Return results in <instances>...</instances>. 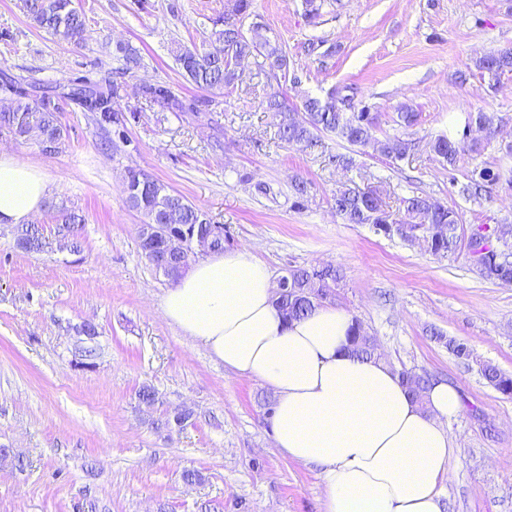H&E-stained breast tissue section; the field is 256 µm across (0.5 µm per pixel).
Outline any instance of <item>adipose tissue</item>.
<instances>
[{"instance_id":"1","label":"adipose tissue","mask_w":512,"mask_h":512,"mask_svg":"<svg viewBox=\"0 0 512 512\" xmlns=\"http://www.w3.org/2000/svg\"><path fill=\"white\" fill-rule=\"evenodd\" d=\"M50 191L34 167L0 153V224L27 222ZM161 311L225 368L274 392V445L318 467L324 512H443L456 453L445 423L463 409L456 386L432 385L418 406L388 363L348 353L346 310L323 305L286 321L266 265L243 249L195 263Z\"/></svg>"}]
</instances>
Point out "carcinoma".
Masks as SVG:
<instances>
[{"instance_id":"1","label":"carcinoma","mask_w":512,"mask_h":512,"mask_svg":"<svg viewBox=\"0 0 512 512\" xmlns=\"http://www.w3.org/2000/svg\"><path fill=\"white\" fill-rule=\"evenodd\" d=\"M251 6V0H230L224 7V17L213 22V28L203 47L189 48L176 45L173 57L181 74L195 86L206 90H222L242 80L243 71L236 59L254 57L260 70L271 73H288V51L278 41L271 40L260 26L244 32L242 21ZM23 8L34 26L54 37L76 44L86 41V19L73 0H24ZM113 55L120 66L112 69V83L81 80L67 85L58 84L55 89L70 99L83 111L89 112L99 128L105 133L100 143L103 150L117 152L129 143L123 126L120 110L114 105V86L117 81L134 73L142 65L139 49L129 43L118 44ZM477 70L496 77L512 71V50L484 55L475 60ZM33 84H26L5 73L0 77V90L13 95L11 102L0 106V130L7 129L25 142L37 144L41 150L52 154L65 147L67 132L58 119L60 109L50 91L32 98ZM141 96L162 104L168 111L177 114L199 111L201 101L187 99L161 84H146ZM267 109L280 117L279 135L288 143L311 144L320 133H331L337 139L352 147H370L373 151L391 160H402L416 148V141L410 138L408 130L416 125L418 114L408 106L398 112V125L404 129L399 135L387 136L380 140L373 134L377 116L369 107L345 108L340 92L331 90L323 97L307 96L297 106L283 94L275 91L266 100ZM470 147V140L464 136L439 135L431 142V150L440 162L455 170L458 155ZM468 184L463 187H490L499 181V174L489 166L475 168L467 176ZM125 201L128 206L143 216V223L159 225V232L149 240L139 238L140 249H151L164 258L161 270L168 281L177 282L186 272L181 258L167 252L165 239L170 225L179 224L199 235H215L213 252L226 249L224 227L215 226L204 212L183 195L173 191L166 184L141 171L128 172L124 183ZM401 216L394 218L382 205L379 196L372 192L359 191L344 186L333 194V207L347 224H368L378 228L389 237L397 236L410 240L406 230L419 229L427 238V250L439 256L465 252L473 253V244L487 252L480 265L479 274L491 281L502 284L512 283V226L508 224H480L465 232L457 211L431 197L421 194L403 197ZM60 224L56 227V241L59 249L74 253L81 250V224L84 217L74 211L59 210ZM20 247L28 252H42L49 242L35 224L21 228L18 240ZM342 279L341 272L334 266L322 268L299 267L287 271L283 277L282 292L275 293V305L288 320L300 319L318 306L324 305L335 294V288ZM439 341H446L448 350L458 359L468 361L471 350L457 339H445L435 332ZM350 352L362 359H375L376 341L358 320L353 321L349 336ZM485 380L502 395L512 398V377L503 374L497 367L485 364L481 368ZM402 384L407 387L415 400L422 404L432 384L428 374L399 370Z\"/></svg>"}]
</instances>
